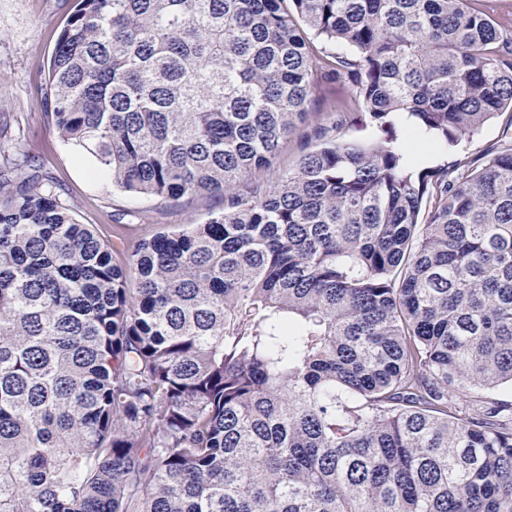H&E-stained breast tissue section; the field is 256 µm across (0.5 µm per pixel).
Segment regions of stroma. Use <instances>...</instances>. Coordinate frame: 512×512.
I'll return each mask as SVG.
<instances>
[{
  "mask_svg": "<svg viewBox=\"0 0 512 512\" xmlns=\"http://www.w3.org/2000/svg\"><path fill=\"white\" fill-rule=\"evenodd\" d=\"M73 0H0V153L29 155L40 173L60 184L75 219L96 225L125 248L151 238L161 227L206 222L220 199L187 196L173 203L132 195L96 173L92 158H78L58 136L40 94L57 35ZM512 137V114L487 121L457 154L480 166L488 149Z\"/></svg>",
  "mask_w": 512,
  "mask_h": 512,
  "instance_id": "obj_1",
  "label": "stroma"
}]
</instances>
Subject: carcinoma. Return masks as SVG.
I'll use <instances>...</instances> for the list:
<instances>
[{
  "label": "carcinoma",
  "instance_id": "1",
  "mask_svg": "<svg viewBox=\"0 0 512 512\" xmlns=\"http://www.w3.org/2000/svg\"><path fill=\"white\" fill-rule=\"evenodd\" d=\"M41 90L112 185L224 207L125 253L0 168V512H512V140L410 167L512 109L472 0H74ZM349 93L347 83H336L335 85L322 86L317 91L316 108L323 112L320 118L328 124L332 121V116L326 112L334 105L336 100L346 97ZM311 146H307L305 141L298 136L288 140V145L284 147L277 162L269 169L263 170L259 174V179L269 185L277 183L283 171L292 167L298 156L307 151Z\"/></svg>",
  "mask_w": 512,
  "mask_h": 512
}]
</instances>
